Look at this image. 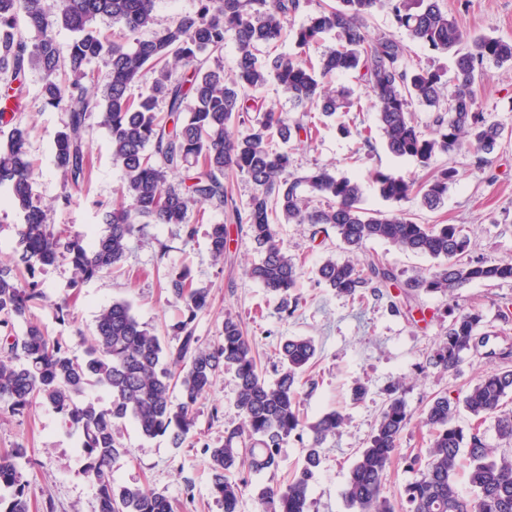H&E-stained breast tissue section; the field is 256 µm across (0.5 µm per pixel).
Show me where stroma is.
I'll list each match as a JSON object with an SVG mask.
<instances>
[{"label": "stroma", "mask_w": 512, "mask_h": 512, "mask_svg": "<svg viewBox=\"0 0 512 512\" xmlns=\"http://www.w3.org/2000/svg\"><path fill=\"white\" fill-rule=\"evenodd\" d=\"M441 7L471 36L489 35L512 40V0H442ZM369 34H384L405 43L409 63L450 72L449 54L436 53L411 41L396 26L386 10H376L366 21ZM27 99L17 119L31 128L28 150L36 169L33 190L46 208L53 229H68L94 239L104 229L103 206L112 205L124 181L122 168L112 160L111 147L98 113H91L84 134L89 156L88 176L73 194L69 207L58 198L62 179L55 168L53 144L56 133L67 121V111L46 108L40 92L43 74L29 67L26 75ZM478 108L512 128V69L486 63L476 87ZM349 123L351 133H338L339 121ZM325 119L317 139L288 145L292 173L302 175L328 165L338 174L357 180L362 188L361 205L368 212L391 213L403 210L422 224H460L472 240V258L497 260L512 257V138L487 159L469 152L451 156L447 163L458 172L449 184L443 204L434 211L421 207L419 200L399 203L382 199L370 174L383 170L401 176L417 173L418 165L408 158L394 157L387 149L376 112L372 107L346 115L345 119ZM226 223L228 250L223 261H215L208 246L210 225ZM283 250L303 263L304 274L290 297L298 303L292 316H284L277 296L249 278L245 270L257 262L258 253L244 224L229 222L225 213L206 210L194 238H186L178 224H150L128 243L118 270L86 283L70 298L68 314L58 319L55 303L72 268L65 261L39 272L37 279L46 295L33 308L28 322L18 323L24 332L27 323L39 325L48 335L61 337L76 357H83L84 336L90 335L101 308L126 301L140 322L157 333L178 319L179 307L167 292L166 273L188 267L195 285L210 288L211 308L196 320V334L206 345L214 344L225 315L239 319L260 358L266 380L276 378L279 367L276 349L291 336H308L317 345V355L303 375L300 409L306 422H315L323 413L340 411L344 425L339 435L328 438L322 458L310 483L311 512H352L342 490L358 452L376 424L392 385L413 416H420L438 392L457 396L489 371L491 362L483 352L467 353L455 373H440L427 357L452 317L463 309H477L482 328L490 334L491 347H512V320L501 319L498 307L512 301V282L486 284L472 282L453 294L423 293L409 315L393 314L387 298L358 299L318 284L313 271L326 258L347 259L336 235L316 236L307 224H284L279 229ZM368 253L379 256L406 280L425 273L435 259L404 251L382 242H372ZM364 386V399H355L353 390ZM236 379L233 371L221 374L198 404V431L204 443L219 445L225 430L241 421L235 404ZM115 434L125 455L112 465L115 481L121 485L150 488L166 495L173 512H224L211 492V474L200 447H173L167 437L144 436L132 423L117 425ZM310 433L289 437L280 448L277 470L244 472L245 483L239 512H259L257 493L267 485H286L305 455ZM27 449L19 465L29 482L31 512H95V484L83 473L85 459L79 431L70 427L46 405L21 416L0 415V453L17 445ZM426 431L411 424L404 432L397 456L388 467L382 494L399 503L404 486L415 479L410 458L424 454Z\"/></svg>", "instance_id": "obj_1"}]
</instances>
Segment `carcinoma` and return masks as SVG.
Segmentation results:
<instances>
[{"label":"carcinoma","mask_w":512,"mask_h":512,"mask_svg":"<svg viewBox=\"0 0 512 512\" xmlns=\"http://www.w3.org/2000/svg\"><path fill=\"white\" fill-rule=\"evenodd\" d=\"M440 2L334 0L319 6L294 31L298 52L290 55L278 52L279 42L285 26L310 0H197L193 13L161 29L154 28L156 0H0V185L8 186L12 203L24 214L11 262L0 264V336L7 345V356L0 358V413L19 415L47 405L79 430L87 458L84 474L97 488V512H173L163 493L114 481L112 463L127 449L112 429L130 421L143 435H167L174 447H181L196 426L199 401L226 369L235 372L242 421L224 431V444L203 445L212 493L224 512H238L241 480L235 475L277 469L281 441L301 435L306 427L313 437L304 464L286 487L262 488L258 502L261 512H310L313 468L344 417L331 410L308 426L300 414L301 377L317 351L312 338L290 337L279 345L280 370L272 383L266 381L240 321L224 318L217 341L202 346L195 321L210 308L211 292L193 285L185 268L168 272L167 289L182 307L181 319L172 325L173 345L141 323L125 301L100 312L82 360L71 355L66 341L35 324H28L24 335H14L15 322L27 320L44 298L36 273L58 259L73 269L56 302V313L63 318L70 295L118 268L128 241L147 225L180 224L186 237L194 238L193 209L206 205L224 210L229 200L224 177L241 173L254 185L246 224L261 253L249 275L281 296L280 310L289 316L295 311L289 291L297 286L303 265L282 250V224H310L324 232L331 227L351 253L384 241L439 260L433 270L404 282L374 256L362 265L328 258L316 268L317 282L338 294L388 296L396 315L422 292L452 293L470 282H512V258L473 259L471 237L460 224H420L401 210L369 214L360 207V184L327 166L303 175L288 173L291 159L282 145L312 137V113L332 117L362 110L350 88L331 87L330 80L339 74H355L363 82L388 150L430 170L422 184L374 172L373 182L385 200L418 197L422 207L435 210L457 175L454 168L437 165L438 157L497 150L505 126L478 111L474 87L487 61L512 69V40L467 37ZM381 5L411 40L453 55L450 80L439 70L408 65L405 45L368 34L364 19ZM102 16L120 25L119 32L103 33L96 25ZM21 20L26 33L19 28ZM59 26L76 33L64 55L55 39ZM328 33L335 34L336 48L312 62L310 46ZM229 39L237 45L238 58L226 73L221 57ZM100 58L106 59L105 71L90 69ZM34 63L43 72L44 104L69 111L68 125L54 140V164L65 188L61 205L71 203L67 188L85 178L87 113L99 112L112 158L124 172L120 202L103 213L105 230L90 244L78 233L50 229L33 192L29 130L15 112L20 110L25 70ZM178 66L183 76L174 79L172 68ZM148 74L149 93L130 96L132 83ZM270 81L288 93L301 115L290 117L264 106L255 92ZM416 104L435 112L427 129L412 118ZM251 111L261 117L249 119ZM182 170L183 187L166 184L167 172ZM208 240L213 258L224 260L225 225H210ZM481 323L475 309L455 316L434 344L429 365L441 372L458 371L465 353L489 342L488 335L479 333ZM511 357L512 351L502 354V366L481 376L463 396L450 398L442 391L431 398L419 419L429 446L425 456L410 459L418 476L404 487L405 512H512V409L505 405L512 393ZM91 386L109 394L110 407L84 399ZM462 411L482 423L491 420L508 450L499 454L479 430L464 431L456 424ZM412 419L404 400L390 394L343 489L349 507L393 512L382 495V482ZM25 457L22 446L0 454V512H30L18 464ZM462 467L472 490L469 497L457 483Z\"/></svg>","instance_id":"obj_1"}]
</instances>
